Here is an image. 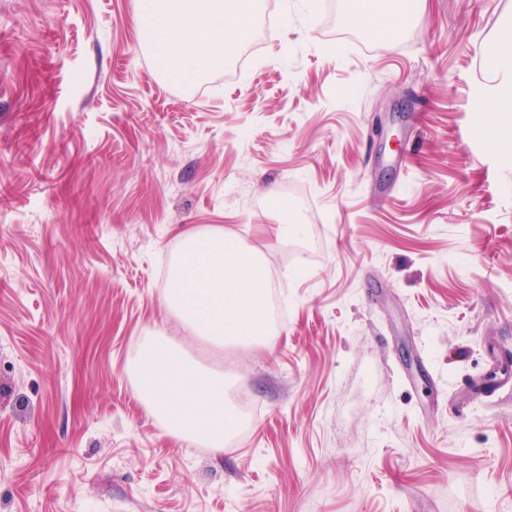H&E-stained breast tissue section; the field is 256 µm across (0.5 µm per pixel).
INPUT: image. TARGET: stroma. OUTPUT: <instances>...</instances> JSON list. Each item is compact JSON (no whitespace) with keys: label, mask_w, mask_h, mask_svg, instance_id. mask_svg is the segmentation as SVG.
Segmentation results:
<instances>
[{"label":"stroma","mask_w":512,"mask_h":512,"mask_svg":"<svg viewBox=\"0 0 512 512\" xmlns=\"http://www.w3.org/2000/svg\"><path fill=\"white\" fill-rule=\"evenodd\" d=\"M261 0L246 76H164L139 0H0V512H512V0ZM300 224L288 238L282 225ZM264 254L270 343L162 304L180 235ZM161 333L234 377L222 453L126 368ZM349 8L351 18L356 23L363 25L367 30L378 34L387 31L388 20L386 18H376L365 13L363 1H349ZM494 84L478 94V109L482 117L498 121L505 108L511 112L512 105V40L504 39L494 53Z\"/></svg>","instance_id":"35a3bbf8"}]
</instances>
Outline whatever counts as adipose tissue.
Returning a JSON list of instances; mask_svg holds the SVG:
<instances>
[{
	"label": "adipose tissue",
	"instance_id": "1",
	"mask_svg": "<svg viewBox=\"0 0 512 512\" xmlns=\"http://www.w3.org/2000/svg\"><path fill=\"white\" fill-rule=\"evenodd\" d=\"M256 9L257 0H140L142 41L164 75L190 82L237 51ZM493 69L494 83L479 92L478 110L496 121L512 106L511 39L500 43ZM127 372L165 433L220 451L241 422L223 373L188 360L169 337H143Z\"/></svg>",
	"mask_w": 512,
	"mask_h": 512
}]
</instances>
